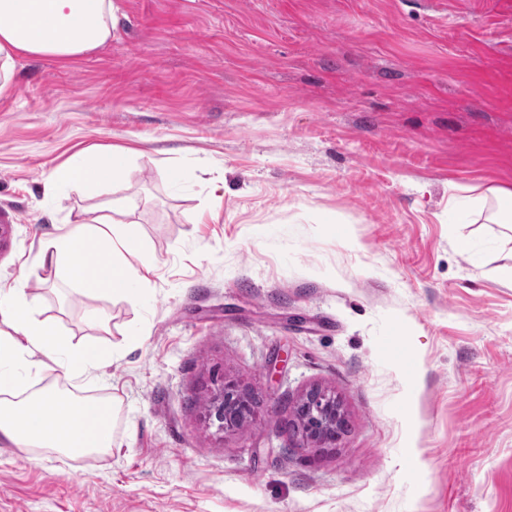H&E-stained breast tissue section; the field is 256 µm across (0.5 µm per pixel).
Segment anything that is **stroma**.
<instances>
[{
	"label": "stroma",
	"instance_id": "35a3bbf8",
	"mask_svg": "<svg viewBox=\"0 0 512 512\" xmlns=\"http://www.w3.org/2000/svg\"><path fill=\"white\" fill-rule=\"evenodd\" d=\"M116 3L109 44L19 57L0 96V283L115 351L59 380L115 398V446L0 447V512H512V248L458 217L512 189V0ZM100 147L118 182L48 194ZM114 202L154 271L90 297L40 249ZM217 374L258 423L208 427ZM314 387L332 448L294 430ZM300 401L307 403L308 408L321 422L322 427L327 431L336 426V435L344 430L345 420L340 414L336 422V396L331 391L312 388L306 392Z\"/></svg>",
	"mask_w": 512,
	"mask_h": 512
}]
</instances>
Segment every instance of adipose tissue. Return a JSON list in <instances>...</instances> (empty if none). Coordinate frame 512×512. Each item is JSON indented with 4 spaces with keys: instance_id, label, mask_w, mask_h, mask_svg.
<instances>
[{
    "instance_id": "1",
    "label": "adipose tissue",
    "mask_w": 512,
    "mask_h": 512,
    "mask_svg": "<svg viewBox=\"0 0 512 512\" xmlns=\"http://www.w3.org/2000/svg\"><path fill=\"white\" fill-rule=\"evenodd\" d=\"M115 0H0V95L12 87L23 55L80 60L96 53L116 29ZM124 153L106 150L91 164L74 161L53 189L89 191L116 182ZM473 213L512 231V190L491 187L474 200ZM146 241L128 224L100 216L63 226L41 249L44 264L60 270L87 295L125 296L145 285L151 268ZM91 257L78 266V256ZM111 351L75 343L38 316L37 300L19 285L0 286V444L59 451L69 457L105 456L113 447L114 405L44 385L50 363L72 376L100 368Z\"/></svg>"
}]
</instances>
